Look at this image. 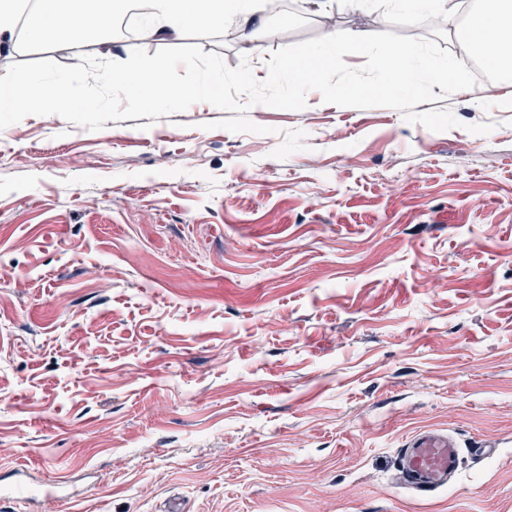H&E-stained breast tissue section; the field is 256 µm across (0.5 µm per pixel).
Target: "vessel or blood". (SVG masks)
Masks as SVG:
<instances>
[{"label":"vessel or blood","mask_w":512,"mask_h":512,"mask_svg":"<svg viewBox=\"0 0 512 512\" xmlns=\"http://www.w3.org/2000/svg\"><path fill=\"white\" fill-rule=\"evenodd\" d=\"M460 450L453 438L432 431L413 436L403 448L401 482L412 494L428 496L447 486L459 467Z\"/></svg>","instance_id":"b4317fda"}]
</instances>
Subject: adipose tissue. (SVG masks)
I'll return each mask as SVG.
<instances>
[{
	"mask_svg": "<svg viewBox=\"0 0 512 512\" xmlns=\"http://www.w3.org/2000/svg\"><path fill=\"white\" fill-rule=\"evenodd\" d=\"M269 4L270 0H151L150 6L154 30L164 38H179L194 27H220L228 20L247 38ZM19 5L20 0H0L1 50L11 52L21 44L46 45L62 38L79 58L111 34L114 20L126 12L128 0H36L21 28L16 25ZM459 44L489 71L512 76V0H480Z\"/></svg>",
	"mask_w": 512,
	"mask_h": 512,
	"instance_id": "obj_1",
	"label": "adipose tissue"
}]
</instances>
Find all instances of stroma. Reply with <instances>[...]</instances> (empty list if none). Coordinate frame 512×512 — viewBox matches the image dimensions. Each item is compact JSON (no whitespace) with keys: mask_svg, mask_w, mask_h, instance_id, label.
Masks as SVG:
<instances>
[{"mask_svg":"<svg viewBox=\"0 0 512 512\" xmlns=\"http://www.w3.org/2000/svg\"><path fill=\"white\" fill-rule=\"evenodd\" d=\"M181 42L249 57L326 26L412 35L392 0ZM142 18L91 48H165ZM206 103L91 131L0 130V479L80 497L0 512H512V82L409 110ZM451 484L396 479L422 430ZM491 442L484 457L473 450ZM460 450L453 438L432 431L413 436L402 449L401 482L414 495L429 496L447 486L459 467Z\"/></svg>","mask_w":512,"mask_h":512,"instance_id":"stroma-1","label":"stroma"}]
</instances>
